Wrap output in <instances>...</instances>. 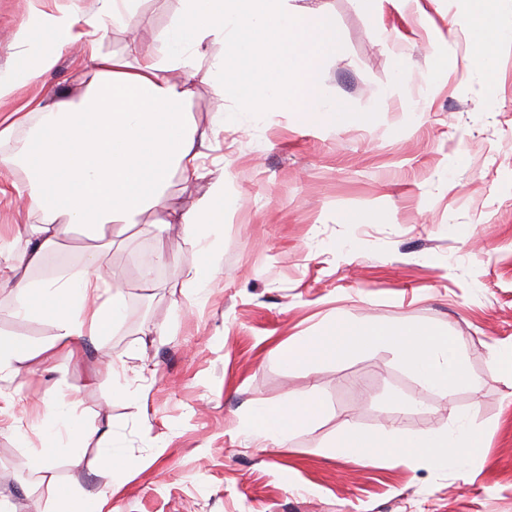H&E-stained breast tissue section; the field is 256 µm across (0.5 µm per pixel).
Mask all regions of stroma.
Listing matches in <instances>:
<instances>
[{"label": "stroma", "instance_id": "obj_1", "mask_svg": "<svg viewBox=\"0 0 512 512\" xmlns=\"http://www.w3.org/2000/svg\"><path fill=\"white\" fill-rule=\"evenodd\" d=\"M72 3L0 0V67L33 9ZM297 3L343 43L319 77L351 120L331 129L268 112L225 131L224 183L243 205L218 238L213 282L194 297L181 288L199 244L179 226L158 238L163 210L128 229H64L60 253L73 273L99 238L111 241L105 267L125 286L126 313L78 355L59 351L0 379V397L15 404L0 416V512H53L73 492L105 495L108 512H512V382L489 371L512 347V50L474 76L467 24L492 17L486 0H410L381 14L373 0ZM178 7L142 0L138 43L112 29L104 51L160 47ZM82 67V52L63 53L0 101V120L30 99L69 93ZM26 184L20 168L0 182V264L31 221L18 203ZM160 251L162 273L144 277V257ZM335 313L440 327L455 336L471 385L424 389L385 348L312 371L289 364L284 350ZM54 332L49 319L16 318L12 290L0 288V333L37 346ZM312 392L326 413L285 446L241 435L255 407ZM62 399L77 426L122 437L136 467L114 477L92 438L80 466L63 455L51 476L32 469L20 432L47 422ZM455 413L481 437L464 479L331 453L350 426L395 420L410 433H442Z\"/></svg>", "mask_w": 512, "mask_h": 512}]
</instances>
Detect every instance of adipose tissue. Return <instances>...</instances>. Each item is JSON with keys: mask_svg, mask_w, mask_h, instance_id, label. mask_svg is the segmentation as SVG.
<instances>
[{"mask_svg": "<svg viewBox=\"0 0 512 512\" xmlns=\"http://www.w3.org/2000/svg\"><path fill=\"white\" fill-rule=\"evenodd\" d=\"M98 3L90 16L76 8L35 14L17 34L24 50L0 70L2 99L50 69L72 46H80L89 61L88 74L79 77L72 96L39 100L23 117L0 127L1 144L21 141L0 153V172L18 167L27 172L29 210L37 215L24 229L23 251L0 265V285L13 286L17 317H44L55 326L53 337L39 347L0 336V373L7 376L17 375L22 364L45 362L54 350L105 335L124 318L122 287L98 274L104 250L90 251L81 272L28 279L29 269L44 266L57 253L62 227L135 224L146 212L163 208L167 223L184 225L202 243L201 259L183 283L184 290L202 291L216 274L213 235L238 201L226 195L219 177L205 194L180 205L170 193L172 178L186 188L204 178L206 150L240 117L291 112L299 122L326 128L349 118L318 78L322 62L341 48L336 32L315 22L294 0H179L161 50L145 49L134 57L104 52L102 42L111 26L133 32L140 0ZM470 36L481 76L512 45L494 20L472 21ZM214 46L221 47V57L201 68ZM205 90L234 109L202 127L190 120L186 106ZM454 346V338L434 325L356 324L338 316L289 348L285 358L314 370L329 360L384 347L425 387L452 392L467 381ZM324 413L322 398L312 393L255 409L244 433L282 446L292 429L312 425ZM82 437L72 403L58 401L53 419L39 431L36 467L50 472L62 455L80 465ZM479 445L478 433L462 420L445 433H408L396 424L370 432L350 427L333 453L365 460L394 455L464 475Z\"/></svg>", "mask_w": 512, "mask_h": 512, "instance_id": "obj_1", "label": "adipose tissue"}]
</instances>
